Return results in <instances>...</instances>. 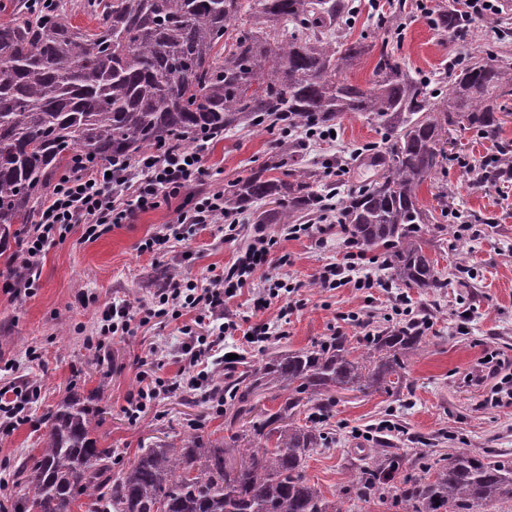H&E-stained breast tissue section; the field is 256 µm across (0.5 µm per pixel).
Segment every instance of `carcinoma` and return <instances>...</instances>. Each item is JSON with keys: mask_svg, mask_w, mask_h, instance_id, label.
Segmentation results:
<instances>
[{"mask_svg": "<svg viewBox=\"0 0 512 512\" xmlns=\"http://www.w3.org/2000/svg\"><path fill=\"white\" fill-rule=\"evenodd\" d=\"M94 31L71 22L63 0L32 8L0 0V250L19 241L52 181L78 155L96 162L129 160L179 139L217 136L243 124L328 126L345 113L370 112L389 121L394 142L379 155L382 173L336 204L338 223L361 247L383 249L385 266L402 283L444 288L422 247L419 187L438 166L445 125L463 124L494 143L498 113L512 97V67L475 60L462 69L440 103L412 81L388 50H379L375 81L362 89L341 81L336 42L324 36L350 23L346 0H255L261 28L234 27L243 0H84ZM439 28L466 32L454 6L439 11ZM262 168L224 193L238 213L272 199L261 224H288L301 211H326L328 198L304 179ZM20 228H14V225ZM423 339L413 320L373 330L359 349L332 336L309 349L279 350L264 362L217 378L216 390L234 397L229 425L255 412L277 389L278 411H260L250 432L230 441L192 435L143 448L122 464L98 447L93 411L67 398L49 416L44 446L15 468L28 490L14 512H343L310 484L306 458L327 436L293 421L311 404L327 408L336 389H401L404 357ZM247 442L254 452L239 466L226 457ZM359 500L391 496L402 512H475L512 498V463L460 450L448 462L415 463L382 447L353 475Z\"/></svg>", "mask_w": 512, "mask_h": 512, "instance_id": "obj_1", "label": "carcinoma"}]
</instances>
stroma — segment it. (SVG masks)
<instances>
[{"label":"stroma","mask_w":512,"mask_h":512,"mask_svg":"<svg viewBox=\"0 0 512 512\" xmlns=\"http://www.w3.org/2000/svg\"><path fill=\"white\" fill-rule=\"evenodd\" d=\"M447 0H355L357 13L340 41L357 40L370 50L343 67L341 76L360 88L369 87L378 59L386 47L414 78L425 81L434 98H441L454 79L452 64L496 59L512 64V0L501 13L471 21L458 38L433 24ZM335 138L306 139L304 133L281 128L240 126L210 142L204 153V173L186 192L228 190L278 155L288 167L310 174L316 191L337 188L347 194L379 173L371 148L384 144L387 124L367 112L339 118ZM441 166L422 184L420 206L428 222L425 250L438 263L445 288L427 294L393 280L379 250L368 251L367 265L382 278L376 288H320L317 276L325 264L342 258L345 236L339 226L312 220L308 234L286 238L282 225H267L274 245L266 273L288 277L301 286L300 307L290 317L285 336L276 346L297 350L339 334L362 337L354 325L359 314L367 327L385 329L407 318L424 321V340L406 359L408 386L400 393L381 390L336 389V402L327 411L311 410V423L331 434L306 462V475L327 498L343 501L346 512H400L391 502L357 500L349 491L355 467L368 464L379 446L404 457L406 463L426 459L440 462L459 450L499 460H512V404L494 405L495 379H476V364L487 354L512 362V181L486 182L476 169L493 155L489 140L479 133L450 128ZM178 200L135 214L130 223L84 240L75 225L63 240L50 245L36 273L33 294L14 295L0 287V385L37 386L25 419L0 429V478L21 457L38 454L47 418L67 396L91 398L102 423L95 436L100 447L121 452L132 461L140 449L180 442L190 435L213 440L248 430V421L228 426L223 412L206 390L179 389L159 398L128 420L125 398L138 386L141 362L153 357L155 375L166 382L178 379V347L182 320L146 312L156 292L158 270L206 283L213 272L231 266L253 234L264 203L238 215L236 230L218 224H186L182 241L167 251L141 252L140 244L176 217ZM253 286L227 300L224 312L242 328L276 320L287 298L260 309L253 304ZM407 294L412 313L395 314V298ZM139 310L132 331L117 335L105 350L88 343L102 313L115 304ZM37 348L41 357L29 360Z\"/></svg>","instance_id":"obj_1"}]
</instances>
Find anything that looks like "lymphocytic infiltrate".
<instances>
[{
  "mask_svg": "<svg viewBox=\"0 0 512 512\" xmlns=\"http://www.w3.org/2000/svg\"><path fill=\"white\" fill-rule=\"evenodd\" d=\"M206 148V140L199 139L190 145L146 153L132 161L118 157L104 167L77 163L57 179L41 204L36 224L18 245L15 265L0 285L16 294H32L37 286L34 270L55 239L63 237L76 224L82 225L85 240L97 239L110 226L128 223L134 212L156 209L161 198L177 197L201 174ZM235 222V216L224 210L223 192L207 193L182 205L174 223L149 235L140 248L149 252L161 250L177 237L182 224ZM272 245L263 226H256L252 239L227 270L211 276L203 285L189 278L174 280L169 288L156 294L153 305L160 314L194 316L192 324L181 328V374L187 388L212 386L210 368L223 364L224 339L239 329L236 321L221 323L216 319L226 300L251 284L258 288L254 300L258 307L297 293V286L286 278L262 275ZM363 260L360 251L347 249L341 261L322 268L318 276L320 286L336 289L349 285L359 290L375 287L376 281L366 273ZM201 324L210 326L208 335L196 333V326Z\"/></svg>",
  "mask_w": 512,
  "mask_h": 512,
  "instance_id": "f902f5d3",
  "label": "lymphocytic infiltrate"
}]
</instances>
